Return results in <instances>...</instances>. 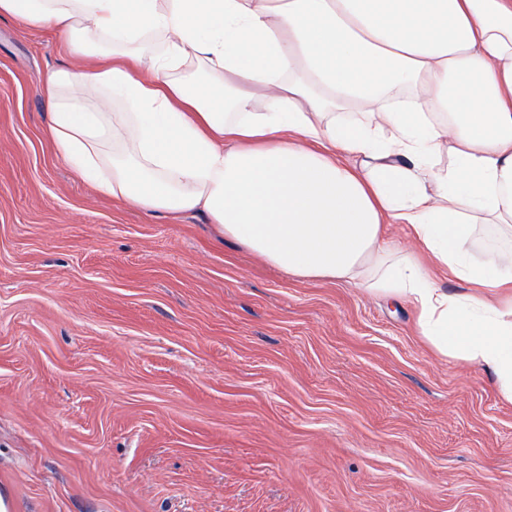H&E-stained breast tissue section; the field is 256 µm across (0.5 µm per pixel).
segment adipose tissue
Returning <instances> with one entry per match:
<instances>
[{
  "label": "adipose tissue",
  "instance_id": "ef3b65f1",
  "mask_svg": "<svg viewBox=\"0 0 512 512\" xmlns=\"http://www.w3.org/2000/svg\"><path fill=\"white\" fill-rule=\"evenodd\" d=\"M1 17L101 59L43 90L58 155L99 192L410 301L431 346L512 402V254L472 251L479 224L512 240V0H0ZM388 224L466 291L390 250Z\"/></svg>",
  "mask_w": 512,
  "mask_h": 512
}]
</instances>
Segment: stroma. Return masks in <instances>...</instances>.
Listing matches in <instances>:
<instances>
[{
	"mask_svg": "<svg viewBox=\"0 0 512 512\" xmlns=\"http://www.w3.org/2000/svg\"><path fill=\"white\" fill-rule=\"evenodd\" d=\"M65 39L0 20V497L12 512H512V402L414 309L286 276L57 154Z\"/></svg>",
	"mask_w": 512,
	"mask_h": 512,
	"instance_id": "1",
	"label": "stroma"
}]
</instances>
